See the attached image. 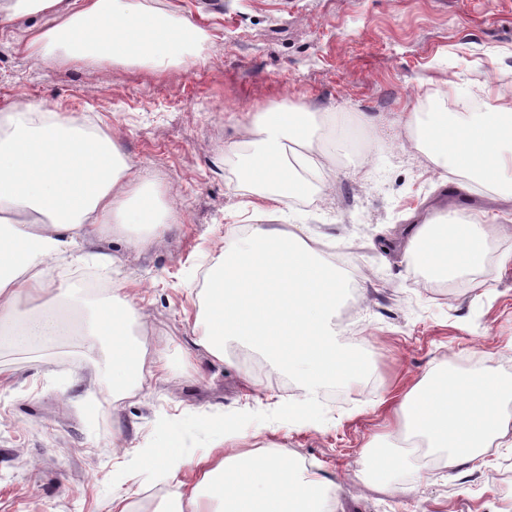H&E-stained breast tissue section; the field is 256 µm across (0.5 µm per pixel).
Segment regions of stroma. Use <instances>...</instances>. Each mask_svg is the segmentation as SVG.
<instances>
[{
  "mask_svg": "<svg viewBox=\"0 0 512 512\" xmlns=\"http://www.w3.org/2000/svg\"><path fill=\"white\" fill-rule=\"evenodd\" d=\"M187 18L210 40L206 59L148 67L75 62L37 66L23 46L32 20L0 29V106L41 102L118 130L133 181L153 180L175 218L147 245L96 238L86 249L114 257L104 284L125 281L146 316L129 333L167 368L149 387L95 413L109 350L88 357L79 339L50 348L0 346V512H115L151 500L162 512L190 469L147 482L116 472L150 441L158 418L272 411L305 399L271 363L247 373L229 342L226 361L195 341L201 276L222 246L262 224H300L320 239L322 260L342 259L351 293L333 322L341 344L364 350L368 379L336 396L319 391L325 423L247 426L249 448L285 447L300 474L336 486L331 512H507L512 447L481 449L465 469L423 472L419 462L384 471L401 447L389 410L424 377L467 383L489 374L512 384V230L489 240L473 270L442 288L410 262L413 226L458 224L483 211L512 227V202L463 188L399 123L403 112L450 104L491 111L488 88L512 77V0H143ZM287 106L320 118L308 172L322 191L288 214L255 219L258 184L244 176L242 136L256 113ZM339 114L340 126L327 123ZM407 487L392 496L378 477Z\"/></svg>",
  "mask_w": 512,
  "mask_h": 512,
  "instance_id": "stroma-1",
  "label": "stroma"
}]
</instances>
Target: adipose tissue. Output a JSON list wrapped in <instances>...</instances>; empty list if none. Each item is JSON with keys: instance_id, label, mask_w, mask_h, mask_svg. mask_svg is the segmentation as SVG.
Segmentation results:
<instances>
[{"instance_id": "adipose-tissue-1", "label": "adipose tissue", "mask_w": 512, "mask_h": 512, "mask_svg": "<svg viewBox=\"0 0 512 512\" xmlns=\"http://www.w3.org/2000/svg\"><path fill=\"white\" fill-rule=\"evenodd\" d=\"M35 17L26 50L44 63L62 58L88 63L120 61L161 68L182 62L187 49L202 48L205 33L171 13L146 8L141 0H0V26ZM0 131V337L25 346H46L68 337L84 339L86 355L110 344L107 373L112 391L143 388L145 360L127 340V323L140 314L126 284L113 288L109 305L94 325L77 321L67 282L45 278L43 260H77L91 238L137 233L139 243L167 229L168 209L153 186L128 187L132 167L119 136L89 132L75 115L61 116L38 102L6 106ZM403 127L422 140L432 160L446 171L512 198V106L492 112H405ZM316 132L310 112L284 108L258 113L249 129L255 149L248 174L262 185L258 212L274 214L307 192L291 169L293 147L311 150ZM501 224L474 221L435 232L417 228L407 239L409 259L428 254L431 266L448 258L461 272L482 256ZM436 236L427 253L422 242ZM504 385L485 378L465 385L420 381L393 408L394 431L417 435L446 453L451 466L471 462L473 451L512 440V421L497 407ZM233 429H219L213 451L199 458L167 454L174 472L193 467L196 482L179 492L172 512H325L328 489L321 478L296 477L285 448L262 454L245 450Z\"/></svg>"}]
</instances>
